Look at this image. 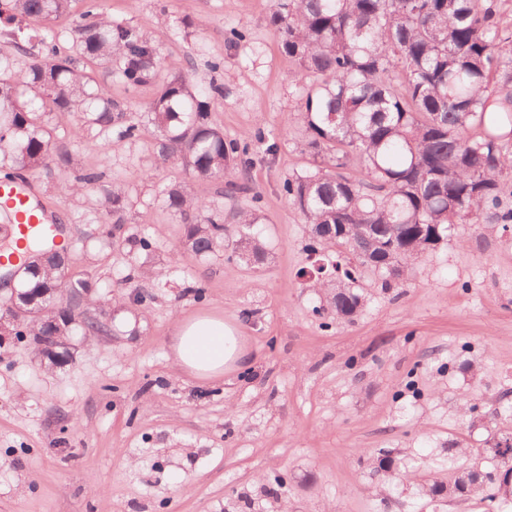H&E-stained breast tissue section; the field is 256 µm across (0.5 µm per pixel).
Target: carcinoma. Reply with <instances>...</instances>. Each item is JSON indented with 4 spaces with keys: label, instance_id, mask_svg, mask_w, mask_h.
Segmentation results:
<instances>
[{
    "label": "carcinoma",
    "instance_id": "cac0c4a2",
    "mask_svg": "<svg viewBox=\"0 0 512 512\" xmlns=\"http://www.w3.org/2000/svg\"><path fill=\"white\" fill-rule=\"evenodd\" d=\"M82 22L69 34L50 23L69 12L71 0H0V37L28 63L0 56V173L10 179L50 164L70 168L72 150L58 144L53 113L76 117L110 151L135 141L142 126L156 132L154 164L180 165L198 180L225 183L221 198L195 195L191 184L161 190L163 204L182 221L183 249L208 256L239 235L236 249L253 263L265 247L248 233L261 223L259 209L224 224V197L249 190L235 180L248 145L224 138L212 120L224 88L200 89L165 61L152 36L112 20L100 0H83ZM269 24L282 52L295 60L291 81L303 86L297 127L314 157L313 171L288 180L283 191L310 225L308 251L347 250L356 265L336 263L319 286L333 290L329 305L350 318L362 305L353 291L361 270L385 282L411 276L414 261L448 238L454 224H507L512 211L496 213L503 182L512 179V27L501 22L497 0H271ZM130 88L153 84L145 109L130 112L112 99L102 78ZM366 179L342 173L350 160ZM92 170L60 192L99 196L92 224H123L124 187L101 184ZM20 268L17 287L62 288L49 299L70 306L72 289L93 288L90 278L69 275L71 244L37 241ZM107 323L81 311L67 335L97 336ZM512 473V432L488 449ZM483 476L464 471L448 496L482 489Z\"/></svg>",
    "mask_w": 512,
    "mask_h": 512
}]
</instances>
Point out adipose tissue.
<instances>
[{"label": "adipose tissue", "mask_w": 512, "mask_h": 512, "mask_svg": "<svg viewBox=\"0 0 512 512\" xmlns=\"http://www.w3.org/2000/svg\"><path fill=\"white\" fill-rule=\"evenodd\" d=\"M174 366L200 380L217 378L247 363L235 329L217 315L180 322L171 345Z\"/></svg>", "instance_id": "adipose-tissue-1"}]
</instances>
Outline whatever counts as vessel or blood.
I'll list each match as a JSON object with an SVG mask.
<instances>
[{"label":"vessel or blood","mask_w":512,"mask_h":512,"mask_svg":"<svg viewBox=\"0 0 512 512\" xmlns=\"http://www.w3.org/2000/svg\"><path fill=\"white\" fill-rule=\"evenodd\" d=\"M0 222L12 225L18 246H25L38 231L60 236L52 215L33 194L29 184L0 178Z\"/></svg>","instance_id":"b4317fda"}]
</instances>
